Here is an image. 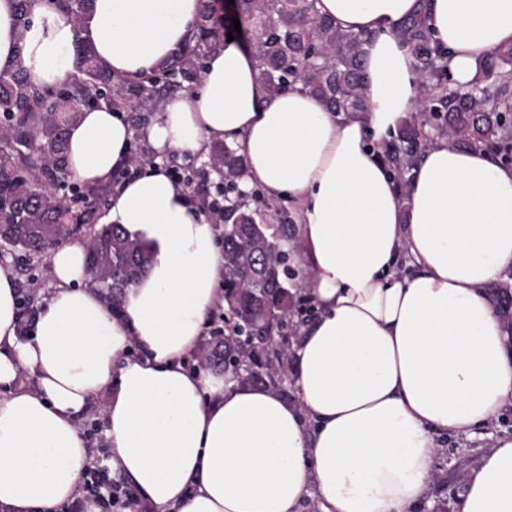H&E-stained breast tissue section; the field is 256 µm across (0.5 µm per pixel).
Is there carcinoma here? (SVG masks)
<instances>
[{
    "label": "carcinoma",
    "mask_w": 512,
    "mask_h": 512,
    "mask_svg": "<svg viewBox=\"0 0 512 512\" xmlns=\"http://www.w3.org/2000/svg\"><path fill=\"white\" fill-rule=\"evenodd\" d=\"M80 26L91 0H51ZM318 0H237L235 15L253 50L257 79L275 97L301 85L339 116L369 109L363 69L370 37L347 32L320 14ZM31 0H16L17 38L24 40ZM193 43L179 50L154 75L129 80L112 75L92 48L76 44L73 69L59 90L40 87L27 71L0 74V243L41 255L71 232L72 224H93L107 204L109 187L58 192L69 175L67 129L81 112L105 104L128 113L135 130L166 98L197 83L210 54L227 44L229 28L214 0H200ZM418 61L420 97L416 115L378 146L406 195L407 174L436 138L456 149H485L512 164V45L479 67L466 88L451 86L445 54L422 17L398 29ZM211 169L224 179L218 192L207 178L196 184L200 205L217 225L224 249L220 288L224 335L204 340L201 367L224 368L244 386L278 391L295 399L291 386L292 347L302 325L315 315L312 304L294 291V281L310 274L296 225L284 214L271 224L252 197L241 190L246 174L239 149L211 145ZM151 256L117 224L96 230L88 240L93 283L120 309L125 288L147 270ZM512 334V283L482 288Z\"/></svg>",
    "instance_id": "obj_1"
}]
</instances>
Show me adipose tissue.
<instances>
[{"label": "adipose tissue", "mask_w": 512, "mask_h": 512, "mask_svg": "<svg viewBox=\"0 0 512 512\" xmlns=\"http://www.w3.org/2000/svg\"><path fill=\"white\" fill-rule=\"evenodd\" d=\"M336 26L369 35L370 109L327 111L291 89L267 97L252 50L213 53L198 89L167 99L140 130L102 107L68 130L85 185L130 164L133 139L156 153L238 146L245 186L295 205L317 308L293 353L296 401L189 368L223 301L219 232L161 162L116 186L102 218L145 245L147 272L120 312L91 282L87 243L48 257L55 288L22 332L13 271L0 265V512H58L83 500L93 462L83 423L100 410L110 474L147 512H417L434 478L439 434L470 435L512 404V334L481 292L512 275V165L435 141L410 171L407 198L377 145L420 93L416 58L397 36L418 14L453 82L512 44V0H319ZM199 0H94L73 25L32 0L18 38L0 0V73L24 67L56 87L77 41L137 79L191 42ZM459 512H512V435L465 474Z\"/></svg>", "instance_id": "ef3b65f1"}]
</instances>
